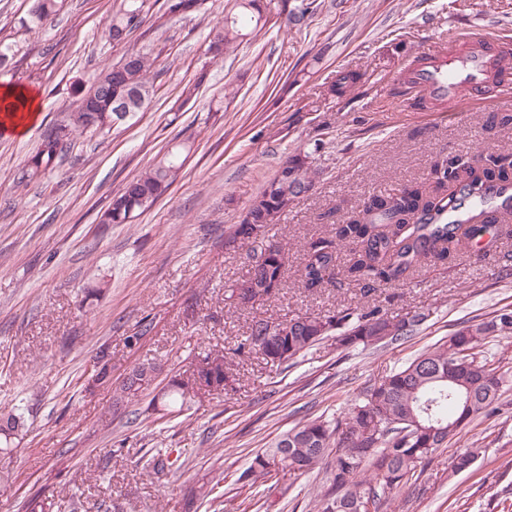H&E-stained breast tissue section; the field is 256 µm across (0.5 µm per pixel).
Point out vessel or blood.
<instances>
[{"mask_svg": "<svg viewBox=\"0 0 512 512\" xmlns=\"http://www.w3.org/2000/svg\"><path fill=\"white\" fill-rule=\"evenodd\" d=\"M512 56L495 51L482 37L462 33L448 43L447 55L411 60L403 73L415 95L437 110L456 111L463 97L499 102L512 98Z\"/></svg>", "mask_w": 512, "mask_h": 512, "instance_id": "b4317fda", "label": "vessel or blood"}]
</instances>
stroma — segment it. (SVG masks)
Segmentation results:
<instances>
[{
    "mask_svg": "<svg viewBox=\"0 0 512 512\" xmlns=\"http://www.w3.org/2000/svg\"><path fill=\"white\" fill-rule=\"evenodd\" d=\"M320 2L293 25L271 0L266 25L213 63L206 37L227 0L195 17L147 19L131 44L159 55L148 109L104 132L73 133L53 166L26 181L29 159L66 123L78 91L128 46L107 39L115 0H64L37 25L33 0H0V41L11 48L0 85L33 88L42 102L26 133L0 132V410L19 404L25 416L11 474L0 477V512H25L36 494L53 512L76 499L82 512H314L331 487L326 471L279 474L269 494L241 473L278 436L309 417L336 418L461 322L512 310L506 239L399 285L363 289L340 277L302 288L304 248L371 195L424 182L439 157L512 154V125L494 123L512 101L451 115L403 107L391 94L406 62L442 51L449 31L512 42V0ZM340 71L357 81L337 95ZM201 72L197 99L184 102L183 87ZM181 146L188 158L158 202L132 223H101L124 183ZM299 149L314 188L266 235L287 250L290 277L275 301L227 306L225 288L249 270L246 246L228 243L231 227ZM374 307L425 319L414 336L378 347L345 350L327 338L290 367L237 352L255 319ZM103 348L108 384L94 381ZM208 350L223 352L228 385L193 399L184 416L147 418L155 385L122 388L143 360L168 377ZM469 448L476 461L453 472ZM170 453L180 467L166 464ZM378 512H512V381L494 414L435 453Z\"/></svg>",
    "mask_w": 512,
    "mask_h": 512,
    "instance_id": "stroma-1",
    "label": "stroma"
}]
</instances>
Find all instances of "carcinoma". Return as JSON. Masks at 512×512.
Masks as SVG:
<instances>
[{
	"mask_svg": "<svg viewBox=\"0 0 512 512\" xmlns=\"http://www.w3.org/2000/svg\"><path fill=\"white\" fill-rule=\"evenodd\" d=\"M158 0H119L112 11L108 40L126 43L129 37L153 16ZM206 0H163L157 20L186 18L201 11ZM237 13L218 19L209 34L207 53L217 58L246 37L242 22L260 24L267 6L263 0H234ZM318 8L317 0H301L281 12L291 24L304 23ZM60 0H33L32 21L40 23L56 15ZM158 57L145 47L128 49L123 60L105 66L93 86L75 102L87 104L93 112H110L115 96L125 97L131 112L143 111L151 99L150 76L159 73ZM101 132L69 116L68 123L51 131L31 158L24 177H34L55 161L64 141L75 131ZM309 155L298 152L286 158L288 168H280L266 187L248 205L239 223L233 225L230 239L248 246L250 269L241 282L224 291L229 305L244 301L268 302L276 299L288 279V254L253 234L252 225L266 229L280 221L296 201L313 188L309 176ZM180 165L176 157L159 162L128 181L112 197L101 215L103 224H127L162 198L176 180ZM426 181L427 191L403 185L389 192L372 195L359 215L344 224H335L328 235L308 243L303 253L300 278L312 290L332 282L338 269V250L350 246V259L344 279L370 286L375 282L400 284L410 273L437 268L448 260L469 255L483 233L491 237L512 236L505 223L508 210L492 206L496 189L512 186V154L487 153L472 161L457 157L444 166L434 162ZM475 206L467 224H450L448 217L465 203ZM422 323L420 315L391 316L379 309L357 315L303 314L281 320L260 319L248 326L245 342L238 351L262 355L272 363H285L312 349L329 336L341 347L371 346L386 340L397 341L415 335ZM512 336V311L487 321H468L448 341L426 349L396 371L366 389L363 397L348 404L335 421L321 416L295 425L277 439L263 455L275 468L249 467L243 477L267 482L279 471L302 465L300 473L321 467L331 470L329 495L315 504L326 512V499L340 501V512H358L366 503L378 509L381 498L407 486L417 467L432 459L440 448L481 415L496 409L504 382L512 376L505 367L485 355L486 346L498 338ZM459 345L475 352L477 365L457 363L448 371V357ZM191 396L184 390L182 375L173 378L153 396L148 410L162 405L170 414L185 410ZM20 408L12 407L0 416V460L12 456L11 439L22 426Z\"/></svg>",
	"mask_w": 512,
	"mask_h": 512,
	"instance_id": "carcinoma-1",
	"label": "carcinoma"
}]
</instances>
